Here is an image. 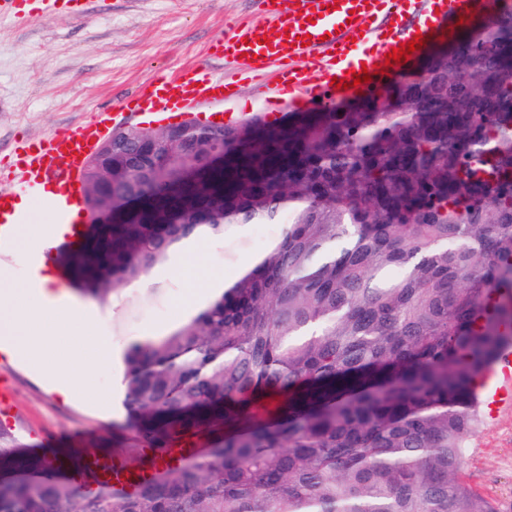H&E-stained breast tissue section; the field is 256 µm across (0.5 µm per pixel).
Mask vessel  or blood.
Segmentation results:
<instances>
[{
    "instance_id": "obj_1",
    "label": "vessel or blood",
    "mask_w": 512,
    "mask_h": 512,
    "mask_svg": "<svg viewBox=\"0 0 512 512\" xmlns=\"http://www.w3.org/2000/svg\"><path fill=\"white\" fill-rule=\"evenodd\" d=\"M290 10L288 0H269L262 31L234 26L224 37L220 61L238 73L276 70L278 92L290 104L316 107L339 96L351 85L353 94L383 91L397 79L418 52L386 66L388 53L415 36L437 35L456 40L459 20L479 13L493 14V0H300ZM369 69L368 82L355 84L354 73ZM238 81L224 78L207 65L179 76L163 75L125 99V110L151 121H172L203 104H218L236 96ZM113 114L96 113L83 124L65 127L46 140L21 143L16 160L0 167V246L22 225L33 223L31 207L50 200L59 224L78 223L83 208L82 174L88 159L111 133ZM492 406L512 403V352L504 351L499 369L487 381Z\"/></svg>"
}]
</instances>
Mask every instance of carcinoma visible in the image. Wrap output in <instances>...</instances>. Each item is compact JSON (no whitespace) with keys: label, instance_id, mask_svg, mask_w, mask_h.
Masks as SVG:
<instances>
[{"label":"carcinoma","instance_id":"carcinoma-1","mask_svg":"<svg viewBox=\"0 0 512 512\" xmlns=\"http://www.w3.org/2000/svg\"><path fill=\"white\" fill-rule=\"evenodd\" d=\"M448 58L378 96L215 128L121 136L83 176L93 215L68 283L98 299L235 226L282 236L206 310L124 356L121 456H18L14 472L80 457L134 474L189 459L133 491L0 478V512H496L463 479L481 387L512 343V0ZM224 148V170L165 191Z\"/></svg>","mask_w":512,"mask_h":512}]
</instances>
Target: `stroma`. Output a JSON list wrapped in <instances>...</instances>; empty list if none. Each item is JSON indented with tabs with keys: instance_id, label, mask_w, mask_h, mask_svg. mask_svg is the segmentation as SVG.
<instances>
[{
	"instance_id": "obj_1",
	"label": "stroma",
	"mask_w": 512,
	"mask_h": 512,
	"mask_svg": "<svg viewBox=\"0 0 512 512\" xmlns=\"http://www.w3.org/2000/svg\"><path fill=\"white\" fill-rule=\"evenodd\" d=\"M261 0H83L79 10L47 19L38 14L0 17V161L10 162L18 142H37L91 113L117 110L138 86L158 74H178L207 62V52L229 25H258ZM118 112V110H117ZM119 113L117 125L139 123ZM256 229L230 230L200 242L177 271L146 288L113 290L101 314L71 332L54 320L42 328L56 344L41 367L0 358V379L12 390V426L22 454L51 456L59 449L97 448L112 453L121 406L123 356L153 332L175 329V317L208 280L229 278L253 260ZM111 339V367L98 363L100 342ZM82 360L78 398L55 390V366L73 345ZM464 477L497 512H512V406L484 415L470 438Z\"/></svg>"
}]
</instances>
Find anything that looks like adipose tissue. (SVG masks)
Returning <instances> with one entry per match:
<instances>
[{
  "label": "adipose tissue",
  "mask_w": 512,
  "mask_h": 512,
  "mask_svg": "<svg viewBox=\"0 0 512 512\" xmlns=\"http://www.w3.org/2000/svg\"><path fill=\"white\" fill-rule=\"evenodd\" d=\"M56 278L46 268L31 271L27 280L17 283L9 275L0 276V352L9 356L32 351H48L50 336L40 329L45 318L66 324L88 321V306L60 295Z\"/></svg>",
  "instance_id": "1"
}]
</instances>
